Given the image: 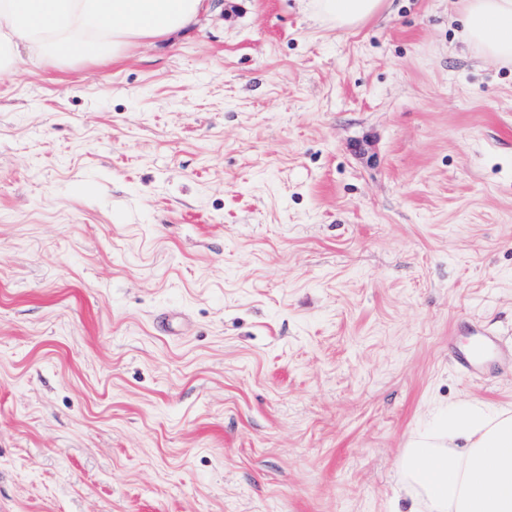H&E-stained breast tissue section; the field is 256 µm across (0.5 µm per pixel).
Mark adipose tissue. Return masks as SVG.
I'll return each mask as SVG.
<instances>
[{
	"label": "adipose tissue",
	"mask_w": 512,
	"mask_h": 512,
	"mask_svg": "<svg viewBox=\"0 0 512 512\" xmlns=\"http://www.w3.org/2000/svg\"><path fill=\"white\" fill-rule=\"evenodd\" d=\"M332 29L380 17L388 0H303ZM210 0H0V74L22 59L65 69L123 59L196 25ZM460 37L484 58L512 64V0H461ZM402 466L416 495L390 512H512V413L462 403L441 428L411 442Z\"/></svg>",
	"instance_id": "ef3b65f1"
}]
</instances>
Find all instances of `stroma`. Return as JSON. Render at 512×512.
<instances>
[{
	"instance_id": "obj_1",
	"label": "stroma",
	"mask_w": 512,
	"mask_h": 512,
	"mask_svg": "<svg viewBox=\"0 0 512 512\" xmlns=\"http://www.w3.org/2000/svg\"><path fill=\"white\" fill-rule=\"evenodd\" d=\"M454 14L0 74V512H388L430 411L512 409V65ZM494 344L493 336H470L467 346L458 352L457 364L466 371L478 367L485 358L480 353L490 354Z\"/></svg>"
}]
</instances>
